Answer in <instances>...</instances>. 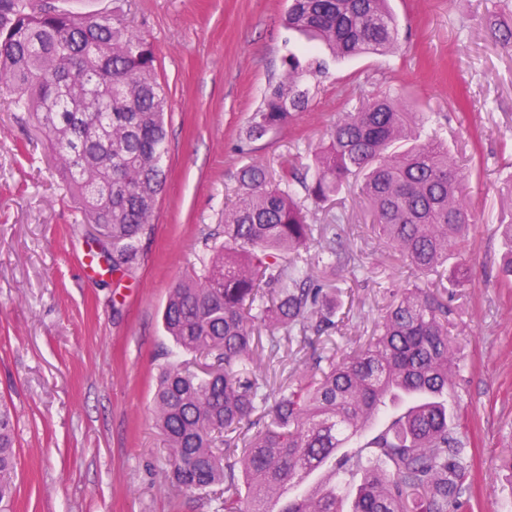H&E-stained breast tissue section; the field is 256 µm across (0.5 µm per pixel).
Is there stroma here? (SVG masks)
Returning a JSON list of instances; mask_svg holds the SVG:
<instances>
[{
  "label": "stroma",
  "instance_id": "1",
  "mask_svg": "<svg viewBox=\"0 0 512 512\" xmlns=\"http://www.w3.org/2000/svg\"><path fill=\"white\" fill-rule=\"evenodd\" d=\"M61 11H122L156 54L169 92L168 179L135 275L114 284L84 272L94 230L60 186L49 141L0 97V402L14 416L17 493L8 512H217V491L169 484L168 450L153 397L164 364L194 363L165 336L169 290L222 237L238 173L261 163L273 177L307 162L342 112L385 91L420 105L469 171L474 216L455 289L461 371L448 399L467 436L473 512H512V284L499 272V227L512 221V52L486 35L499 0H391L401 50L330 64L306 111L240 152L248 121L305 41L285 26L291 0H49ZM317 242L340 237L365 263L336 268L330 340L286 344L260 372H308L314 354L344 357L365 343L411 280L409 262L379 245L356 185L310 206Z\"/></svg>",
  "mask_w": 512,
  "mask_h": 512
}]
</instances>
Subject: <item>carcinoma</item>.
Masks as SVG:
<instances>
[{"instance_id":"obj_1","label":"carcinoma","mask_w":512,"mask_h":512,"mask_svg":"<svg viewBox=\"0 0 512 512\" xmlns=\"http://www.w3.org/2000/svg\"><path fill=\"white\" fill-rule=\"evenodd\" d=\"M388 2L291 0L285 26L335 59L386 55L398 49ZM486 29L512 49V25L495 19ZM155 62L152 43L117 13L0 0V91L51 142L85 222L112 245V274L128 279L167 182L170 102ZM284 68L242 147L308 108L311 88L330 74L310 51L288 54ZM426 120L388 94L373 97L343 113L291 179L276 181L257 164L241 171L236 201L224 210V240L198 256L199 271L170 290L163 312L182 352L211 359L201 373L168 365L159 376L154 408L172 483L224 487V512H472L467 446L448 409L458 347L443 284L468 280V172L439 137L415 143ZM355 177L380 239L418 276L388 291L364 345L340 361L318 356L311 373L288 376L272 398L256 369L254 325L270 328L271 357L280 330L306 341L335 328L336 296L310 266L335 274L336 246L313 260L304 255L315 228L295 187L318 204ZM502 236V272L512 282V224ZM400 401L407 410L390 415ZM369 427V440L347 447ZM17 459L13 416L1 403L0 512L16 489ZM322 470L360 477L349 509L336 485L305 486Z\"/></svg>"}]
</instances>
